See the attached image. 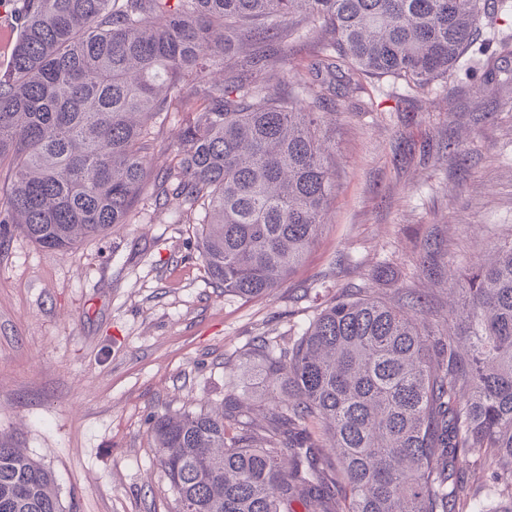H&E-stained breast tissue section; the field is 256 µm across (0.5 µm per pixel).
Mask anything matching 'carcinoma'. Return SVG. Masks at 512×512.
<instances>
[{"mask_svg":"<svg viewBox=\"0 0 512 512\" xmlns=\"http://www.w3.org/2000/svg\"><path fill=\"white\" fill-rule=\"evenodd\" d=\"M489 0H19L0 68V242L61 252L145 198L198 225L209 280L245 299L290 278L336 193L313 107L351 73L416 91L451 76ZM321 44L284 91L288 39ZM224 78H211L214 70ZM185 112L153 173L156 120ZM464 331L418 322L413 288H359L281 346H253L273 398L251 429L229 398L154 417L178 512H501L512 504V237L464 277ZM489 475L469 492L465 464ZM0 512H65L52 471L0 440Z\"/></svg>","mask_w":512,"mask_h":512,"instance_id":"carcinoma-1","label":"carcinoma"}]
</instances>
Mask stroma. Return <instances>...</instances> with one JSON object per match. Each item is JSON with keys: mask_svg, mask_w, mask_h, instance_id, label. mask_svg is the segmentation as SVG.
Returning a JSON list of instances; mask_svg holds the SVG:
<instances>
[{"mask_svg": "<svg viewBox=\"0 0 512 512\" xmlns=\"http://www.w3.org/2000/svg\"><path fill=\"white\" fill-rule=\"evenodd\" d=\"M493 5L448 82L422 93L361 76L320 107L336 195L271 296L212 287L195 225L149 203L65 253L20 231L0 246V437L51 469L67 512H176L152 419L238 395L266 428L274 402L252 341L303 329L334 296L409 286L425 299L421 322L458 326L461 294L420 263L434 257L454 277L512 235V78L476 91L490 50L512 43V0Z\"/></svg>", "mask_w": 512, "mask_h": 512, "instance_id": "obj_1", "label": "stroma"}]
</instances>
